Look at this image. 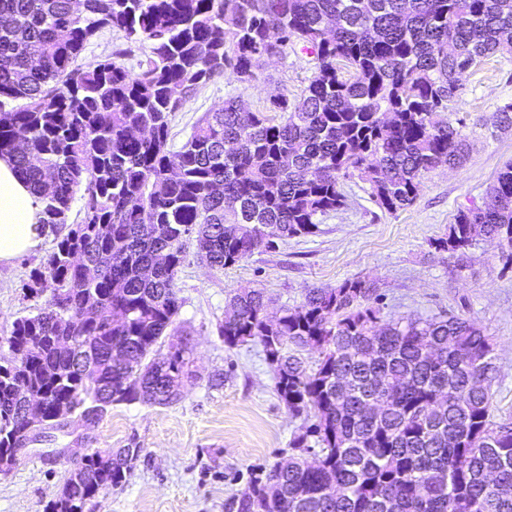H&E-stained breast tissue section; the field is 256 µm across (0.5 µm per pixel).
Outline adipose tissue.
I'll list each match as a JSON object with an SVG mask.
<instances>
[{
	"label": "adipose tissue",
	"instance_id": "1",
	"mask_svg": "<svg viewBox=\"0 0 512 512\" xmlns=\"http://www.w3.org/2000/svg\"><path fill=\"white\" fill-rule=\"evenodd\" d=\"M41 205L14 164L0 158V265L38 248Z\"/></svg>",
	"mask_w": 512,
	"mask_h": 512
}]
</instances>
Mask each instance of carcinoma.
<instances>
[{
  "mask_svg": "<svg viewBox=\"0 0 512 512\" xmlns=\"http://www.w3.org/2000/svg\"><path fill=\"white\" fill-rule=\"evenodd\" d=\"M104 29L148 43L140 73L111 59L75 66ZM290 42L315 73L296 102L272 101L280 118L229 100L171 149L172 118L202 84L249 79ZM496 53H512V0H0V156L56 235L26 298L48 280L52 294L13 322V357L0 364V452L18 446L17 382L51 414L91 408L98 384L110 404L178 401L188 347L147 357L179 314L188 241L221 270L274 249L272 235L315 234L355 175L380 208L412 204L426 173L466 160L467 137L442 112L460 75ZM480 234L512 263L511 163L435 249L462 253ZM378 301L375 284L347 280L271 321L263 291L230 295L224 344H260L280 401L306 421L296 452L254 481L238 512H512V422L492 416L494 337L455 315L383 323ZM54 336L72 337V358L56 356ZM304 351L319 353L313 366ZM138 452L87 455L50 512H83L123 485Z\"/></svg>",
  "mask_w": 512,
  "mask_h": 512,
  "instance_id": "obj_1",
  "label": "carcinoma"
}]
</instances>
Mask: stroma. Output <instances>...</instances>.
<instances>
[{
    "mask_svg": "<svg viewBox=\"0 0 512 512\" xmlns=\"http://www.w3.org/2000/svg\"><path fill=\"white\" fill-rule=\"evenodd\" d=\"M117 54L138 72L142 44L105 31L82 51L89 67ZM312 55L291 45L255 62L253 79L216 76L176 112L170 144L180 148L205 113L231 98L263 110L273 99L298 100L314 73ZM512 104V55L494 54L465 72L447 116L467 136L462 167H439L423 178L413 204L390 213L372 200L368 184L344 183V207L317 218V234L279 242L222 270L208 267L188 247L176 287L179 316L157 344V357L188 345L189 375L181 398L169 405L120 403L99 420L69 418L59 430L30 442L8 473H0V512H48L83 455L138 449L126 483L102 492L87 512H237L256 477L290 454L304 424L288 413L275 391V373L260 344L225 345L217 332L230 294L260 289L270 313L304 302L312 288L352 279L375 282L381 317L461 315L486 327L496 342L495 418L512 420V266L496 239L481 236L465 250L436 251L458 210L481 204L498 172L512 162V129L492 131L488 118ZM54 233L39 248L0 265V364L12 357L7 342L14 321L31 312L24 285L43 267Z\"/></svg>",
    "mask_w": 512,
    "mask_h": 512,
    "instance_id": "obj_1",
    "label": "stroma"
}]
</instances>
